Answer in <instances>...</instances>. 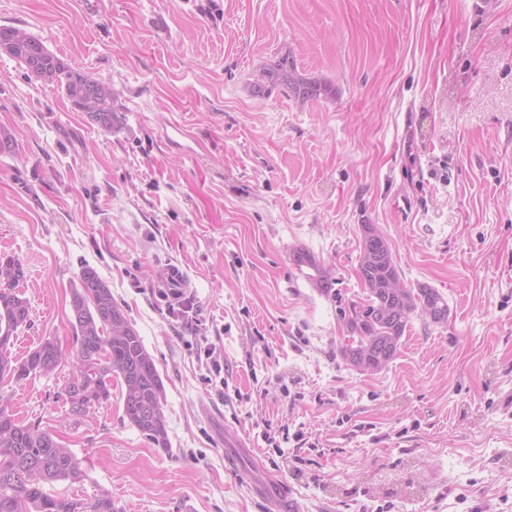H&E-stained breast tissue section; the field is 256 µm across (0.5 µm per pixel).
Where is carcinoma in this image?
Returning <instances> with one entry per match:
<instances>
[{"label": "carcinoma", "instance_id": "carcinoma-1", "mask_svg": "<svg viewBox=\"0 0 512 512\" xmlns=\"http://www.w3.org/2000/svg\"><path fill=\"white\" fill-rule=\"evenodd\" d=\"M18 31V27L0 26V43L7 45L6 54L23 63L36 79L44 83L53 79L75 107L90 111L94 122L112 128L117 120L112 84L73 68L29 33L17 38ZM252 87L260 96L277 91L301 104L327 93L326 86L299 72L288 53L264 66ZM358 273L368 298L349 307L347 322L358 340L345 347L343 354L349 362L356 356L367 359L370 371L378 372L395 358L412 316L432 308L445 318L448 302L434 288L404 285L386 237L373 224L362 225ZM23 278L19 261L0 260V381L46 376L62 356L51 338L20 360L11 355L14 333L31 324L29 303L17 290ZM71 309L78 351L75 371L65 389L69 420L79 425L90 408L108 401L116 378L130 424L153 443L167 445L165 391L155 362L94 268H82L79 286L72 291ZM55 443L51 432L36 424H23L0 407V512H119L107 492L89 502L46 492L48 485L75 482L83 476L81 461L63 445L53 448Z\"/></svg>", "mask_w": 512, "mask_h": 512}]
</instances>
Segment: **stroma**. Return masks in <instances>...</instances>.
<instances>
[{
    "label": "stroma",
    "instance_id": "35a3bbf8",
    "mask_svg": "<svg viewBox=\"0 0 512 512\" xmlns=\"http://www.w3.org/2000/svg\"><path fill=\"white\" fill-rule=\"evenodd\" d=\"M74 68L111 82L105 129L0 52V258L24 268L23 358L54 338L50 376L0 382L8 410L81 460L48 493L111 494L121 512H512V0H0ZM291 53L332 96L257 97ZM182 124L190 150L161 128ZM448 319L412 318L396 357L360 373L342 309L365 297L361 227ZM314 254L329 293L294 262ZM178 263L200 324L157 286ZM108 283L165 391L166 447L119 394L67 421L78 348L71 292ZM212 343L229 395L208 383Z\"/></svg>",
    "mask_w": 512,
    "mask_h": 512
}]
</instances>
